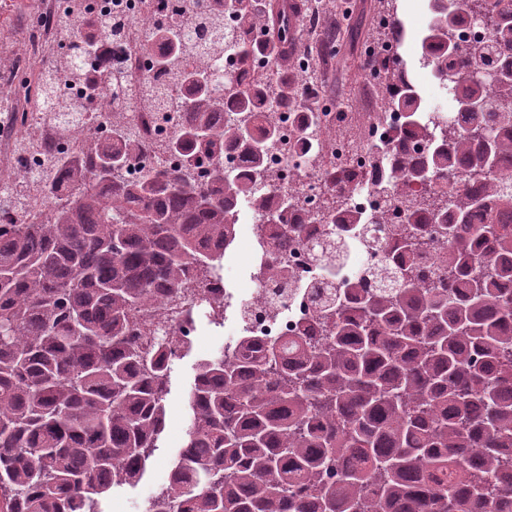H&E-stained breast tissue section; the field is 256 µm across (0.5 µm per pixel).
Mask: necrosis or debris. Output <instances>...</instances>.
Segmentation results:
<instances>
[{"label":"necrosis or debris","mask_w":512,"mask_h":512,"mask_svg":"<svg viewBox=\"0 0 512 512\" xmlns=\"http://www.w3.org/2000/svg\"><path fill=\"white\" fill-rule=\"evenodd\" d=\"M111 7L113 14L127 17L130 26L113 38L112 67L121 72L131 85H139L150 73V50L145 34L136 21L143 16L164 14L174 17L177 0H93L92 10ZM130 116L150 157L165 167L175 166L177 157L166 149L176 131L174 122L165 121L162 113L132 108ZM294 112L278 115L280 138L270 148L267 159L272 177L271 189L294 190L299 202L288 215L287 242L271 252L258 251L265 226L255 213H238L237 236L225 256L239 260L243 283L230 287L225 273L192 279L176 295L158 307H141L132 311L130 328L145 348H152L159 331L196 342L202 334L198 310H205L209 321L227 314L228 305L239 308L238 335L254 341L269 337L295 335L300 326L311 325L325 330L307 284L319 280L321 269L313 257V246L324 238L328 226L314 222L315 212L329 201L335 189L328 174L347 178L358 186L350 199L356 210L368 215H384L387 225L399 224V212L389 207L376 187L389 178L388 170L376 160L386 151L393 128L403 125L399 112H316L307 130H300ZM274 265L287 270L280 286L299 282L300 290L286 292L284 308L274 309L268 302L271 294L265 286L264 270Z\"/></svg>","instance_id":"obj_1"}]
</instances>
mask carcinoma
<instances>
[{
	"instance_id": "cac0c4a2",
	"label": "carcinoma",
	"mask_w": 512,
	"mask_h": 512,
	"mask_svg": "<svg viewBox=\"0 0 512 512\" xmlns=\"http://www.w3.org/2000/svg\"><path fill=\"white\" fill-rule=\"evenodd\" d=\"M259 2L180 0L172 22L141 18L146 46H163L153 69L181 91L169 103L149 80L137 89L143 108L179 113L176 168L147 166L115 95L99 135L111 68L99 38L71 29L68 53L25 86L58 142L26 143L47 160L21 204H0V512H101L114 488L137 486L165 427L170 337L145 352L130 313L221 265L243 204L280 240L296 197L262 190L261 166L276 114L315 108L300 105L288 0L271 16ZM432 2L421 58L469 126L428 108L405 68L382 66L385 106L405 113L382 156L404 215L386 260L328 292L320 340L304 329L198 364L186 443L148 512H512V292L500 288L512 280V73L491 77L512 68L494 67L512 53V0ZM469 17L487 42L450 52ZM270 22L278 44L249 37ZM227 52L236 77L221 68ZM259 57L272 77L252 83ZM408 138L428 153L407 154ZM228 149L257 176L224 165ZM106 160L110 179L97 173ZM132 170L143 177L127 180ZM331 180L336 207L317 220L348 216L317 257L337 273L348 225L366 219ZM438 246L425 280L413 259Z\"/></svg>"
}]
</instances>
